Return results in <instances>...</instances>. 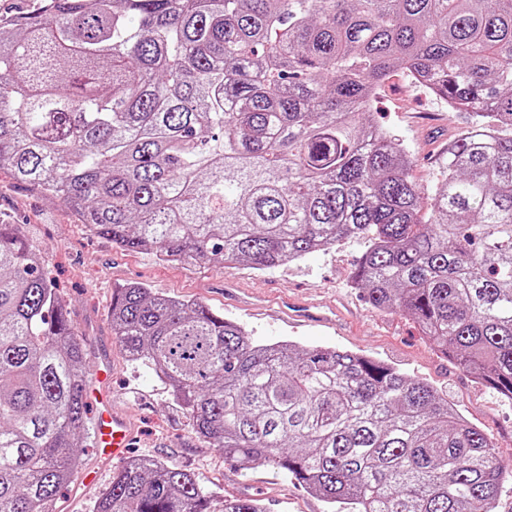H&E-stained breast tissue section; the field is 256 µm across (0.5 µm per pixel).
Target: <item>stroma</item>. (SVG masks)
Returning <instances> with one entry per match:
<instances>
[{"label": "stroma", "mask_w": 512, "mask_h": 512, "mask_svg": "<svg viewBox=\"0 0 512 512\" xmlns=\"http://www.w3.org/2000/svg\"><path fill=\"white\" fill-rule=\"evenodd\" d=\"M371 117L404 141L415 159L413 175L431 186L445 166L449 140L464 125L442 98L413 85L405 74L390 76L376 95ZM0 213L22 225L42 249L48 269L83 336L91 364L112 374V405L130 421L135 440L129 457H150L193 473L223 495H251L267 512H328L327 503L293 484L273 464L242 470L191 430L168 385L130 361L112 334V291L140 282L176 299H194L243 326L259 344L292 341L302 347H332L374 357L430 383L493 441L494 454L512 469V402L478 383L441 355L411 317L372 308L350 285L363 244L345 240L302 260L258 271L245 264L220 270L207 263L167 264L149 251H126L87 231L73 213L0 172ZM81 469L99 471L90 490L66 487L54 512H92L111 484L113 468H100L93 438L79 454Z\"/></svg>", "instance_id": "1"}]
</instances>
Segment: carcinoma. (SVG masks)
Instances as JSON below:
<instances>
[{"label": "carcinoma", "mask_w": 512, "mask_h": 512, "mask_svg": "<svg viewBox=\"0 0 512 512\" xmlns=\"http://www.w3.org/2000/svg\"><path fill=\"white\" fill-rule=\"evenodd\" d=\"M396 70L466 118L429 189L370 119ZM2 170L166 263L263 271L360 239L352 286L512 401V0H41L0 18ZM110 321L199 438L332 512H495L512 481L482 430L381 360L255 344L138 282ZM89 371L42 251L0 223V512H52ZM93 512L265 509L142 457Z\"/></svg>", "instance_id": "cac0c4a2"}]
</instances>
